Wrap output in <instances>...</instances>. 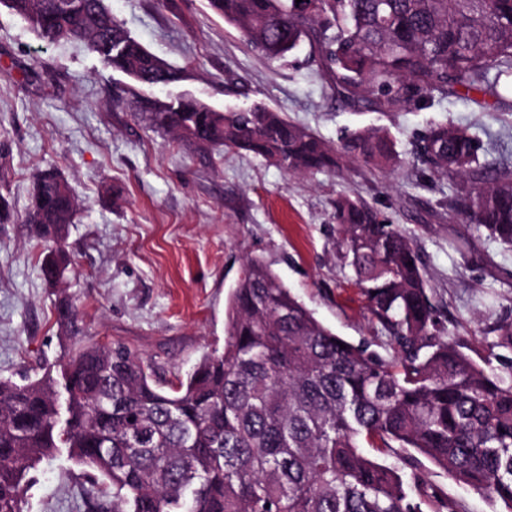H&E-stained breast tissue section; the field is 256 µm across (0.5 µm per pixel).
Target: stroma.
Masks as SVG:
<instances>
[{"label": "stroma", "mask_w": 512, "mask_h": 512, "mask_svg": "<svg viewBox=\"0 0 512 512\" xmlns=\"http://www.w3.org/2000/svg\"><path fill=\"white\" fill-rule=\"evenodd\" d=\"M128 32L179 70L166 87L136 86L107 69L80 42L45 43L0 7V378L20 382L57 368L73 342L56 322V294L40 264L45 247L24 220L35 177L45 170L69 184L78 211L70 224L63 287L86 344H120L169 380L224 346L232 287L246 260L264 258L315 316L353 344L383 358L398 348L350 283L333 203L355 193L412 237L427 271L442 333L488 355L498 323L512 321V251L474 225L448 220L457 183L417 163L413 152L434 123L465 126L486 161L512 151V115L466 95L424 109L354 111L324 88L308 45L270 63L226 25L207 0H108ZM165 99L186 94L213 109L264 105L326 142L346 131L387 128L404 158L375 170L344 161L337 174L289 175L239 151L200 153L153 131L128 88ZM136 95V96H137ZM453 237L469 240L465 253ZM416 467L431 495L458 512H503L426 458ZM90 486L66 454L29 472L23 512H90Z\"/></svg>", "instance_id": "obj_1"}]
</instances>
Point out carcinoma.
Masks as SVG:
<instances>
[{"label": "carcinoma", "instance_id": "obj_1", "mask_svg": "<svg viewBox=\"0 0 512 512\" xmlns=\"http://www.w3.org/2000/svg\"><path fill=\"white\" fill-rule=\"evenodd\" d=\"M0 0L49 43L78 40L142 84L176 69L146 50L105 0ZM267 60L309 45L326 87L354 110L397 112L474 90L506 100L512 0H208ZM157 132L197 150H244L289 174L402 162L383 129L338 146L280 113L216 111L181 96L137 101ZM467 129L432 125L418 158L464 177L448 222L473 224L512 250V162L489 169ZM343 258L372 316L400 348L387 360L317 319L264 259L251 257L227 303L223 349L169 382L125 346L83 345L71 301L56 303L74 349L59 371L0 379V512H23L30 470L64 449L84 467L96 512H423L421 475L366 452L401 448L512 510V356L474 359L440 333L429 281L407 232L359 196L334 202ZM77 211L65 180L36 179L26 223L61 283ZM413 265H408V262ZM495 347L512 353V322ZM345 348H340V345ZM498 365H493V362Z\"/></svg>", "mask_w": 512, "mask_h": 512}]
</instances>
